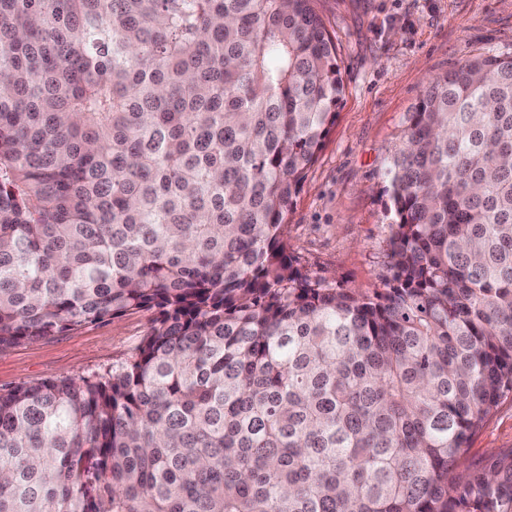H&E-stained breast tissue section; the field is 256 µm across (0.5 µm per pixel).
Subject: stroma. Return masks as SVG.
<instances>
[{
  "mask_svg": "<svg viewBox=\"0 0 512 512\" xmlns=\"http://www.w3.org/2000/svg\"><path fill=\"white\" fill-rule=\"evenodd\" d=\"M344 81L338 116L288 213V251L311 275L382 287L393 218L387 167L426 81L473 55L512 56V0H317ZM152 312L0 351V386L104 371L129 357ZM512 449V396L471 443L479 461Z\"/></svg>",
  "mask_w": 512,
  "mask_h": 512,
  "instance_id": "obj_1",
  "label": "stroma"
}]
</instances>
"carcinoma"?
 <instances>
[{"label":"carcinoma","instance_id":"cac0c4a2","mask_svg":"<svg viewBox=\"0 0 512 512\" xmlns=\"http://www.w3.org/2000/svg\"><path fill=\"white\" fill-rule=\"evenodd\" d=\"M343 92L315 0H0V349L159 312L0 389V512H512V56L408 113L371 295L284 242ZM154 316L153 311L127 314L50 340L4 349L0 351V386L102 372L133 353ZM469 458L486 460L490 454L512 449V396L504 397L473 438Z\"/></svg>","mask_w":512,"mask_h":512}]
</instances>
